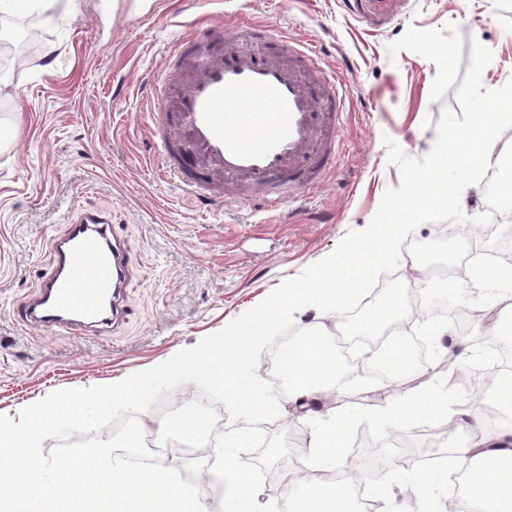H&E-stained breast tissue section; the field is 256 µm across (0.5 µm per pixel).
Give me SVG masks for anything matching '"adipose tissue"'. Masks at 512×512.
Listing matches in <instances>:
<instances>
[{
    "instance_id": "ef3b65f1",
    "label": "adipose tissue",
    "mask_w": 512,
    "mask_h": 512,
    "mask_svg": "<svg viewBox=\"0 0 512 512\" xmlns=\"http://www.w3.org/2000/svg\"><path fill=\"white\" fill-rule=\"evenodd\" d=\"M288 388L300 399L317 398L334 388L341 378L340 363L332 344L323 336L302 337L296 350L281 362ZM466 437L450 453L463 470L467 484L462 512H512V427L489 432L480 417L461 422Z\"/></svg>"
}]
</instances>
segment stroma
<instances>
[{
  "instance_id": "35a3bbf8",
  "label": "stroma",
  "mask_w": 512,
  "mask_h": 512,
  "mask_svg": "<svg viewBox=\"0 0 512 512\" xmlns=\"http://www.w3.org/2000/svg\"><path fill=\"white\" fill-rule=\"evenodd\" d=\"M202 13L274 23L312 45L348 90L334 167L278 212L200 204L156 175L150 79ZM28 19L42 32L38 51L0 72V128L17 131L0 138V415L14 420L55 391L114 384L196 346L330 255L348 231L366 229L401 182L385 139L413 158L430 152L444 112L461 111L473 43L492 53L484 88L512 79V0H72L50 20L26 0H0L5 27ZM75 208L112 212L129 266L123 318L104 334L26 329L12 311L49 271L51 244ZM461 208L467 223H422L402 245L395 274L408 289H423L411 244L451 228L457 246L481 238L472 219L488 209L484 184L464 189ZM426 375L327 392L317 414L282 393L279 417L260 429L305 441L314 418L366 407Z\"/></svg>"
}]
</instances>
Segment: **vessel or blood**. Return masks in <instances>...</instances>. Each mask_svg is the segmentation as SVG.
Segmentation results:
<instances>
[{"mask_svg": "<svg viewBox=\"0 0 512 512\" xmlns=\"http://www.w3.org/2000/svg\"><path fill=\"white\" fill-rule=\"evenodd\" d=\"M197 16L152 81L147 119L160 171L202 203L258 199L269 206L308 192L340 150L345 85L305 42H285L267 22L214 48ZM109 213L71 218L52 245L50 273L13 312L25 326L87 325L107 332L128 266Z\"/></svg>", "mask_w": 512, "mask_h": 512, "instance_id": "obj_1", "label": "vessel or blood"}]
</instances>
